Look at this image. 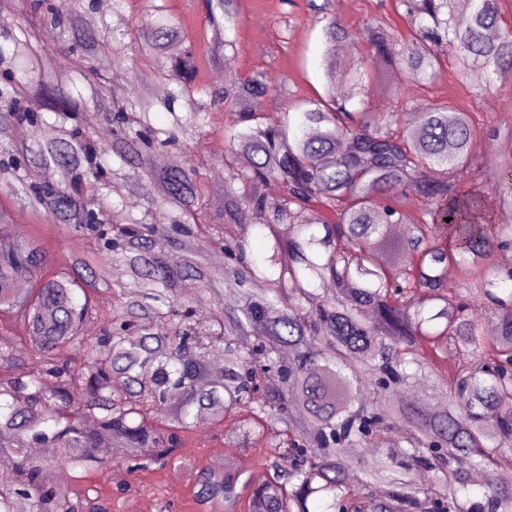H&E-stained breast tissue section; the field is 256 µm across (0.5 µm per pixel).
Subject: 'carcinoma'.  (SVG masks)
<instances>
[{
    "label": "carcinoma",
    "instance_id": "1",
    "mask_svg": "<svg viewBox=\"0 0 512 512\" xmlns=\"http://www.w3.org/2000/svg\"><path fill=\"white\" fill-rule=\"evenodd\" d=\"M401 4L418 24L410 43L381 24L349 33L327 19L324 96L273 119L264 105L283 80L258 73L203 87L193 47L165 55L181 29L156 0L120 35L105 20L84 29L85 0H30L31 18L6 35L12 50H0V198L63 235L91 234L98 248L59 255L47 277L45 243L5 231L10 211L0 206V455L19 459L15 483L0 487V512L22 502L27 512H79L57 470L78 482L115 447L127 449L134 472L164 468L202 417L254 447L269 473L254 484L230 465L199 471L195 500L209 512H512V267L493 262L512 248V128L496 134L501 164L486 195L470 182L472 115L432 102L410 129L401 123L408 100L382 80L394 67L417 84L430 80L444 55L462 80L475 69L497 77L512 70V28L502 0H467L464 21L458 0ZM206 6L218 61L236 51L222 31L237 21V0ZM59 38L68 66L46 71L40 51ZM346 41L367 44L368 61H342L336 46ZM104 59L174 88L160 101L119 92ZM338 78L363 96L402 98L401 110L349 111ZM77 79L83 102L112 124L106 151L77 122ZM219 105L221 154L153 167L160 151L195 148ZM155 107L172 116L168 127L152 124ZM43 112L74 125L59 140L11 145L10 128ZM108 151L122 162L110 181ZM208 162L224 166L219 224L202 207ZM50 166L62 172L57 185L39 180ZM270 183L280 191L274 205L262 193ZM112 193L145 197L164 221L106 223ZM407 194L424 208L396 238L391 225L406 224L397 198ZM244 209L250 225L239 223ZM254 229L269 239L260 262L248 256ZM212 248L227 261L224 293L199 321L182 286L213 284L202 259ZM171 252L180 264H169ZM109 263L125 266L128 281L112 286L102 309L78 292ZM475 300L494 315V335L483 334ZM12 322L26 326L23 341L5 335ZM216 351L221 376L210 371ZM422 379L444 405L395 399ZM37 446L55 455L28 452ZM476 466L488 472L478 496L468 477Z\"/></svg>",
    "mask_w": 512,
    "mask_h": 512
}]
</instances>
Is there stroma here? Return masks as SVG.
<instances>
[{
	"label": "stroma",
	"mask_w": 512,
	"mask_h": 512,
	"mask_svg": "<svg viewBox=\"0 0 512 512\" xmlns=\"http://www.w3.org/2000/svg\"><path fill=\"white\" fill-rule=\"evenodd\" d=\"M167 5L181 23L178 49L194 47L200 58L199 82L209 88L221 87L218 74L224 65L210 61L207 55L205 0H168ZM238 12L237 24L225 31L226 38L236 43L231 56L234 74L244 78L265 71L282 77L287 85L283 97L267 103L270 115L298 111L302 102L323 92L321 25L309 0H238ZM330 12L337 25L345 29L362 30L380 23L405 40L413 33L405 7L396 0H330ZM388 81L408 91L409 112L419 113L433 100L444 98L472 113L480 145L472 183L484 192H493L492 174L498 164L488 161L484 150L498 146L492 129L512 127V74L492 80L483 76L462 81L453 66L445 62L432 82L414 83L398 69L389 73ZM8 228L20 235L42 233L54 255L62 250L80 255L94 246L89 235H59L57 228L41 224L28 210L18 207L12 210ZM227 462L250 477L260 471L250 453L229 452L221 429L209 425L197 428L194 440L158 473L129 472L125 457L120 454L112 456L109 465L87 472L79 488L82 499L104 504L107 512H136L138 503L146 501L152 503L154 512H200L193 498L196 474Z\"/></svg>",
	"instance_id": "stroma-1"
}]
</instances>
